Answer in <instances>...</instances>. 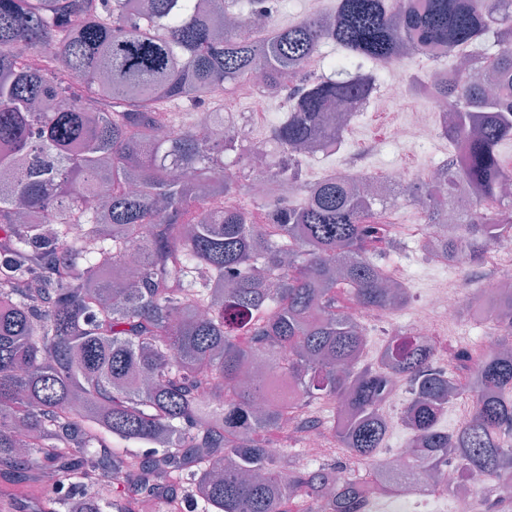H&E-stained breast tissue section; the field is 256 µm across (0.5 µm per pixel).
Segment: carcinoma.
I'll return each instance as SVG.
<instances>
[{
	"instance_id": "obj_1",
	"label": "carcinoma",
	"mask_w": 512,
	"mask_h": 512,
	"mask_svg": "<svg viewBox=\"0 0 512 512\" xmlns=\"http://www.w3.org/2000/svg\"><path fill=\"white\" fill-rule=\"evenodd\" d=\"M222 2L189 0H0V471L44 491H72L90 473L165 498L189 470L204 512H291L324 497L330 474L284 473L255 435L310 428L326 414L339 445L372 460L387 432L382 410L390 374L412 398L404 424L414 447L401 473L380 489L455 463L463 481L491 478L512 502V356L461 351L474 384L470 418L437 426L460 395L434 366L432 349L387 344L378 364L359 366L365 337L348 308L393 305L383 268L369 254L391 246L388 225L345 178L307 185L296 149L334 140L332 99H358L398 77L395 64L428 45L450 56L492 37L498 92L475 68L457 69L442 93L453 122L443 135L461 149L448 184L474 203L442 249L479 259L508 231L498 223L501 183L512 178L501 148L512 142V0H422L393 24L386 0H337L335 15L312 16L257 35L244 25L217 31ZM332 43L330 73L303 63ZM376 68L368 71L367 64ZM288 90L287 118L269 139L273 175L304 195L272 210V223L224 205L242 184L224 177V154L246 162L228 119L199 138L192 113L257 69ZM90 97L75 93L72 81ZM194 174L185 184L170 162ZM103 195L106 217L84 209ZM82 224L84 237H70ZM501 338L512 339V298L488 306ZM248 337L242 344L238 337ZM259 359L288 375L296 397L254 406L259 384L241 381ZM32 439L19 452L15 429ZM154 446L147 457L112 439ZM365 489L336 482L329 512H360Z\"/></svg>"
}]
</instances>
